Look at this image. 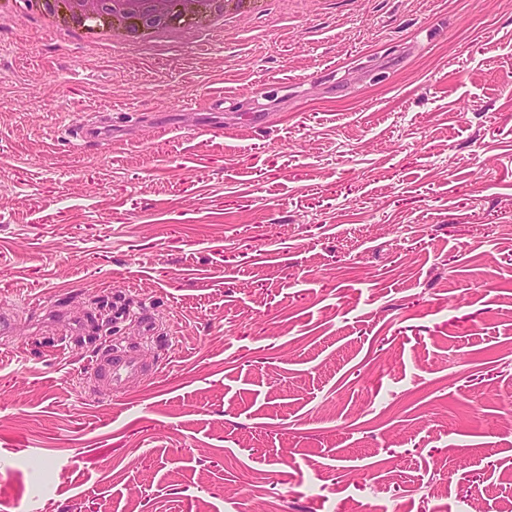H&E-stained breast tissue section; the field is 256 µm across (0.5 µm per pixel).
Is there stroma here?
<instances>
[{
    "instance_id": "obj_1",
    "label": "stroma",
    "mask_w": 512,
    "mask_h": 512,
    "mask_svg": "<svg viewBox=\"0 0 512 512\" xmlns=\"http://www.w3.org/2000/svg\"><path fill=\"white\" fill-rule=\"evenodd\" d=\"M0 311V512H512V0L1 14ZM112 337L160 371L85 393ZM168 0H153L152 11L155 14L163 13ZM170 0L169 18L160 24L142 22L136 15L126 19V22L135 30L141 44H153L163 39L175 38L186 31L197 29L203 23L212 33L222 32L224 29V14L215 12L204 21L198 22L195 18L185 15L202 17L205 15L213 0ZM182 7V9H181ZM184 11V13L182 12ZM87 39L92 43L105 47L110 42V21L105 16L87 19L81 26Z\"/></svg>"
}]
</instances>
